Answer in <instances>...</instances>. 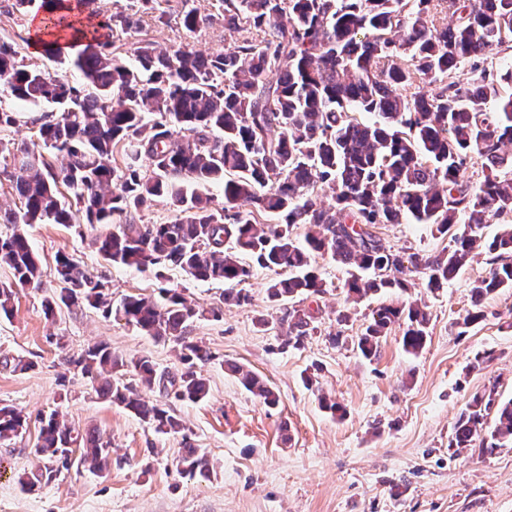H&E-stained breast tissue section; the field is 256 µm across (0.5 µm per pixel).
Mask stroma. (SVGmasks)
Returning <instances> with one entry per match:
<instances>
[{"mask_svg":"<svg viewBox=\"0 0 512 512\" xmlns=\"http://www.w3.org/2000/svg\"><path fill=\"white\" fill-rule=\"evenodd\" d=\"M11 3L0 0V34L16 40L26 63L58 71L56 62L29 46V24L40 10L19 13ZM185 5L204 19L192 35L177 19ZM167 9L172 18L165 25L142 15L139 36L121 39V53L131 54L141 37L164 48L189 43L202 51H230L241 39L240 31L225 26L217 0H169ZM105 231L83 224L28 229L41 258V285L21 291L13 316L0 319V404L22 409L28 426L0 442V512H512V447L484 455L448 445L474 395L491 390L496 400L512 399V291L484 299L480 324L464 333L457 327L472 305V282L489 269L488 253L434 292L422 274H408L406 299L425 304L430 317L427 344L408 356L403 327L396 324L368 360L357 339L382 299L345 302L348 271L330 256L315 258L327 293L303 303L316 311V329L294 346L279 326L282 304L267 297L271 271L254 268L243 285L248 302L227 305L220 282L198 281L177 269L158 279L112 267L93 244ZM376 234L391 250L424 256L449 243L429 224H382ZM60 253L99 278L113 301L154 296L166 287L207 311L220 309V317L207 314L188 329L189 340L212 358L196 366L210 386L206 400L167 402L183 432L156 433L128 409L98 398L73 365V358L102 341L124 357H149L171 376L186 368L177 342L154 339L99 310L64 309L47 320L41 303L60 291L54 271ZM334 333L339 342L331 341ZM21 360L29 369H18ZM231 362L262 378L278 395L277 406L247 391L227 371ZM324 395L341 412L322 409ZM54 410L75 435L95 429L110 440L112 464L101 474L75 465L30 491L23 477L45 465L33 452L39 419ZM187 443L207 452L209 477L182 474L178 457Z\"/></svg>","mask_w":512,"mask_h":512,"instance_id":"stroma-1","label":"stroma"}]
</instances>
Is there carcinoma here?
Returning a JSON list of instances; mask_svg holds the SVG:
<instances>
[{
  "instance_id": "carcinoma-1",
  "label": "carcinoma",
  "mask_w": 512,
  "mask_h": 512,
  "mask_svg": "<svg viewBox=\"0 0 512 512\" xmlns=\"http://www.w3.org/2000/svg\"><path fill=\"white\" fill-rule=\"evenodd\" d=\"M224 24L253 29L232 52L204 54L185 46L168 50L138 43L128 60L113 50L114 33L140 26L137 14L117 12L80 31L72 66L79 78L50 73L19 58L14 42L0 37V131L16 127L15 103L36 106L41 150L0 138V173L19 206L0 207V318H10L20 290L41 277L40 258L25 227L32 224H106L94 238L114 267L164 277L172 267L198 281H222L224 303L248 300L239 285L252 265L287 275L268 286L272 302L317 297L326 291L313 266L315 254L348 268L346 298L409 288L403 275L424 274L438 290L484 248L493 255L486 276L471 285L472 308L461 326L484 319L483 299L512 290V224L490 241L491 217L512 214V62L491 60L512 45V0H218ZM447 3L451 23L433 10ZM53 28L70 26V0H41ZM469 63L480 74L458 79ZM438 84L433 94L421 85ZM62 157L56 167L48 156ZM481 164L472 182L468 168ZM222 189L219 202L203 193ZM66 189L75 206L62 201ZM321 191L328 205L317 203ZM166 199L175 220L139 224L135 214ZM433 224L450 235L448 249L429 257L386 248L380 224ZM307 227L304 241L294 228ZM250 262H245V259ZM58 295L43 301L55 317L61 307L116 313L155 339L182 343L188 368L179 377L158 373L147 357L128 360L104 343L75 360L94 391L133 412L159 433L180 423L160 401L143 399L119 374L127 368L144 386L179 400L200 402L207 379L194 369L211 354L187 340L204 312L176 288L159 297L127 295L118 306L101 280L67 254L55 257ZM403 322V350L416 355L429 337V315L407 301L383 303L358 339L366 358L380 339ZM314 316L293 306L280 326L288 343L300 344L315 330ZM243 386L264 404L276 393L252 371L231 367ZM492 395H477L460 413L450 448H469L482 431ZM28 425L22 410L0 404V441ZM71 428L53 411L41 419L34 453L48 459L45 471L26 482L34 488L69 469ZM512 447V399L497 405L495 423L481 451ZM75 461L102 472L111 465L110 443L94 430L82 438ZM191 478L207 476L210 461L185 443L178 459Z\"/></svg>"
}]
</instances>
